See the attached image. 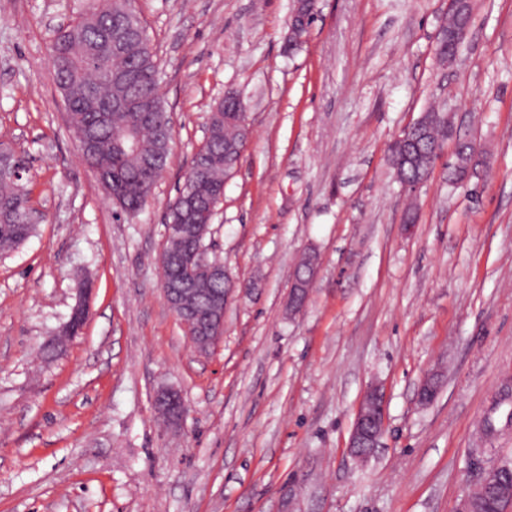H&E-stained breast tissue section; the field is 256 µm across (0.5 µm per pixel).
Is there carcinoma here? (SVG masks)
I'll return each mask as SVG.
<instances>
[{
  "label": "carcinoma",
  "mask_w": 512,
  "mask_h": 512,
  "mask_svg": "<svg viewBox=\"0 0 512 512\" xmlns=\"http://www.w3.org/2000/svg\"><path fill=\"white\" fill-rule=\"evenodd\" d=\"M124 0H92L89 10L78 20L63 28L53 41V79L69 102V124L73 136H82L93 144L83 154V161L92 171L112 173V195L123 199L121 209L139 213L147 204L143 190L158 183L167 169L170 151L156 130L153 112H115L112 102L124 97L136 103L152 98L158 111H167L157 95L159 68L150 41L140 34V19L127 21L133 29L130 50L124 55L113 51V29L122 19ZM473 7L470 0L459 10L448 12V32L460 25H471ZM236 94L224 97V104H215L208 119V137L192 157L183 175L180 194H193L200 202L186 212L169 210L170 224L207 223L204 204L224 194L225 175L232 171L238 151L245 146L239 122ZM437 117L415 130L409 139L417 141L419 150H404L400 142L390 148V164L396 180L408 183L430 172L436 157L431 145L448 140L451 124L448 113L430 107ZM22 157L8 145L0 143V251H11L34 233V211L30 204L27 171ZM479 155L465 141L457 144L455 162L450 166L448 182L462 183L479 174ZM197 246L190 236L169 237L162 253L163 272L169 275L190 273L189 260ZM200 288L197 305L208 307L210 296L224 290V279L211 280L195 276Z\"/></svg>",
  "instance_id": "carcinoma-1"
}]
</instances>
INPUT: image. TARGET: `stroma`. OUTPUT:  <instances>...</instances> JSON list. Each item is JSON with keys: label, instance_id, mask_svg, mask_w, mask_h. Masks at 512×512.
Instances as JSON below:
<instances>
[{"label": "stroma", "instance_id": "1", "mask_svg": "<svg viewBox=\"0 0 512 512\" xmlns=\"http://www.w3.org/2000/svg\"><path fill=\"white\" fill-rule=\"evenodd\" d=\"M473 3L448 68V0H318L291 54L293 0H136L174 129L164 177L129 217L82 161L48 63L87 0H0V142L28 160L39 218L0 255V512H456L512 460V430L480 431L512 386V0ZM230 91L250 137L206 242L241 288L200 353L157 257ZM434 103L455 136L410 194L388 148ZM462 139L487 165L452 186ZM87 285L81 333L46 356ZM432 371L442 384L424 404ZM374 383L386 433L362 463L347 445ZM164 388L186 405L179 427L155 411Z\"/></svg>", "mask_w": 512, "mask_h": 512}]
</instances>
